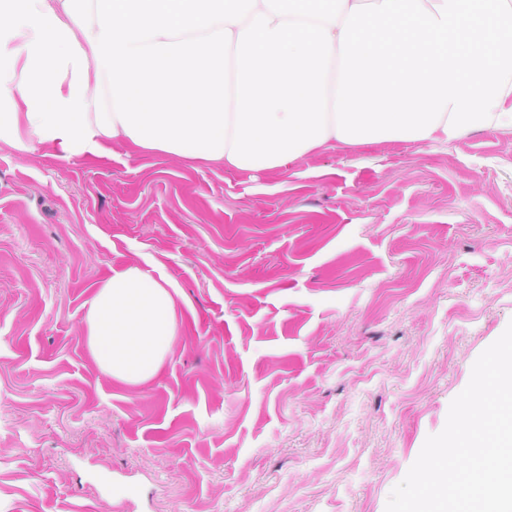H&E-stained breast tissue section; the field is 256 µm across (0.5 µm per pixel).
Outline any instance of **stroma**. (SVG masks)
<instances>
[{
    "instance_id": "obj_1",
    "label": "stroma",
    "mask_w": 512,
    "mask_h": 512,
    "mask_svg": "<svg viewBox=\"0 0 512 512\" xmlns=\"http://www.w3.org/2000/svg\"><path fill=\"white\" fill-rule=\"evenodd\" d=\"M130 265L185 297L141 387L82 331ZM511 323L512 130L258 177L0 141V512H386Z\"/></svg>"
}]
</instances>
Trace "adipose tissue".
Listing matches in <instances>:
<instances>
[{"mask_svg": "<svg viewBox=\"0 0 512 512\" xmlns=\"http://www.w3.org/2000/svg\"><path fill=\"white\" fill-rule=\"evenodd\" d=\"M64 0H0V140L52 156L105 154L112 142L133 147L124 129L104 135L95 121L97 61ZM181 294L169 280L131 266L114 273L85 303L87 348L112 379L140 385L153 379L178 334Z\"/></svg>", "mask_w": 512, "mask_h": 512, "instance_id": "ef3b65f1", "label": "adipose tissue"}]
</instances>
